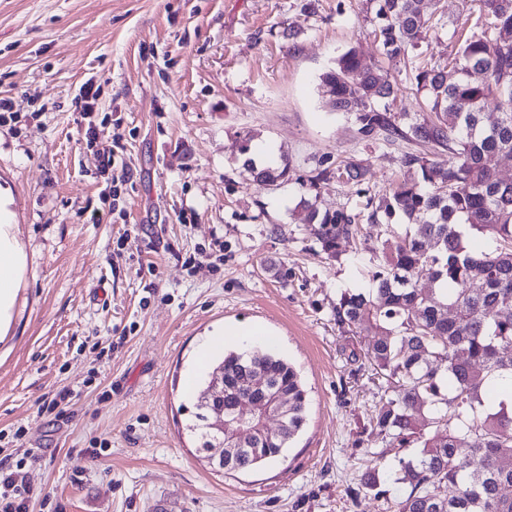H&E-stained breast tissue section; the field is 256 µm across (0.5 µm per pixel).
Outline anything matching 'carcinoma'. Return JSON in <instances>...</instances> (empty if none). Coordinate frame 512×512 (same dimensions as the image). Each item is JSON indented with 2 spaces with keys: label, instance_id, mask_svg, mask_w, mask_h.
I'll use <instances>...</instances> for the list:
<instances>
[{
  "label": "carcinoma",
  "instance_id": "carcinoma-1",
  "mask_svg": "<svg viewBox=\"0 0 512 512\" xmlns=\"http://www.w3.org/2000/svg\"><path fill=\"white\" fill-rule=\"evenodd\" d=\"M382 55L392 63L419 49L427 30L422 0H376ZM481 32L460 46L448 65L417 68L411 85L427 100V112L397 117L383 101L395 85L382 62L342 54L320 76L329 105L353 117L366 140L409 139L408 178L379 198L369 219L382 211L407 227L375 252L372 288L341 294L334 317L342 333L372 337L366 358L386 384V397L369 419L370 433L395 449L393 483L404 491L395 512H512V406H484L490 380L512 382V182L487 163L512 154V0H479ZM481 70L487 77L477 80ZM494 102L499 120L483 121ZM448 153V158L440 155ZM246 166L270 184L288 177L291 164ZM360 186L363 169L338 163L309 171L297 181L310 197L296 205L312 225L321 250L338 254L340 241L358 230L356 215L320 211L317 196L331 178ZM480 236L487 247L473 251ZM425 270L428 283L419 284ZM224 470L245 471L276 459L301 430L307 391L285 359L264 350L224 354ZM258 405L249 423L234 415L240 400ZM196 434L211 447L206 418L213 408L196 404ZM382 473L370 469L360 491L385 495Z\"/></svg>",
  "mask_w": 512,
  "mask_h": 512
}]
</instances>
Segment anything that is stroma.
Listing matches in <instances>:
<instances>
[{
  "label": "stroma",
  "instance_id": "stroma-1",
  "mask_svg": "<svg viewBox=\"0 0 512 512\" xmlns=\"http://www.w3.org/2000/svg\"><path fill=\"white\" fill-rule=\"evenodd\" d=\"M423 7L431 29L391 68L397 115L420 110L407 75L476 30L477 0ZM375 25L371 0H0V99L17 114L0 121V189L28 256L0 340V461L21 463L29 512L46 497L61 512H387L349 494L393 460L363 432L384 394L368 339L342 335L334 307L368 287L396 222L361 220L332 260L292 215L323 157L361 165L369 189L330 181L323 211H363L404 177L411 143L362 139L319 88L348 49L380 59ZM89 80L129 177L116 204L98 173L111 139L87 146L76 123ZM247 132L291 179L254 181ZM255 324L299 371L306 423L277 462L218 472L182 382L207 335ZM67 390L63 417L41 412Z\"/></svg>",
  "mask_w": 512,
  "mask_h": 512
}]
</instances>
